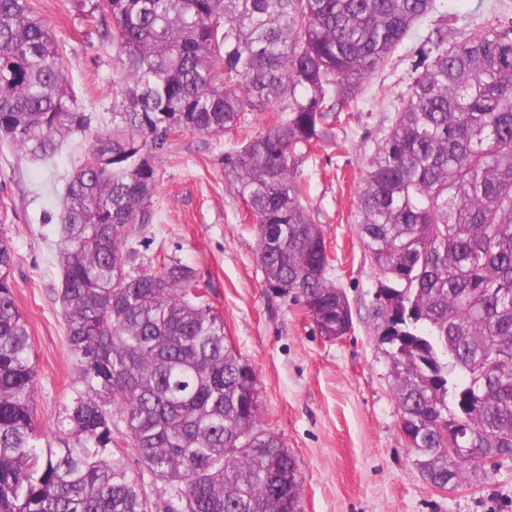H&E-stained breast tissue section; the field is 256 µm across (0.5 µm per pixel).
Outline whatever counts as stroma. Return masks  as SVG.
Returning a JSON list of instances; mask_svg holds the SVG:
<instances>
[{
    "label": "stroma",
    "instance_id": "stroma-1",
    "mask_svg": "<svg viewBox=\"0 0 512 512\" xmlns=\"http://www.w3.org/2000/svg\"><path fill=\"white\" fill-rule=\"evenodd\" d=\"M32 3L63 49L72 98L91 117L90 132L73 135L48 161L0 142V233L12 240L15 300L38 370L36 417L50 436L77 378L56 254L62 189L90 160L95 133L111 130L120 76L114 50L101 43V13L79 0ZM429 31L418 27L366 83L358 111L336 127L344 150L322 147L303 166L307 204L333 259L330 277L352 310L341 339L325 340L303 306L267 292L253 220L224 178L225 150L265 130L269 113L248 115L238 133L172 137L149 221L130 227L136 265L165 256L195 270L236 353L256 373L262 424L298 462L301 512H512V465L449 491L424 480L399 432L394 376L370 313L377 274L358 235L357 199Z\"/></svg>",
    "mask_w": 512,
    "mask_h": 512
}]
</instances>
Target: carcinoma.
<instances>
[{
  "label": "carcinoma",
  "mask_w": 512,
  "mask_h": 512,
  "mask_svg": "<svg viewBox=\"0 0 512 512\" xmlns=\"http://www.w3.org/2000/svg\"><path fill=\"white\" fill-rule=\"evenodd\" d=\"M121 82L112 133L62 196L58 258L78 366L55 444L36 423L37 366L0 235V512H152L112 451L124 424L164 484V512H300L299 467L259 419L253 369L235 353L194 270H129L168 132L219 136L275 108L273 125L224 152V177L255 224L265 287L305 307L327 340L352 313L328 278L302 165L436 0H97ZM433 59L368 163L358 233L377 282L373 318L392 364L407 446L427 483L467 484L512 463V16L475 32L438 25ZM62 49L32 0H0V140L49 160L86 131ZM468 429L472 456L448 436Z\"/></svg>",
  "instance_id": "1"
}]
</instances>
